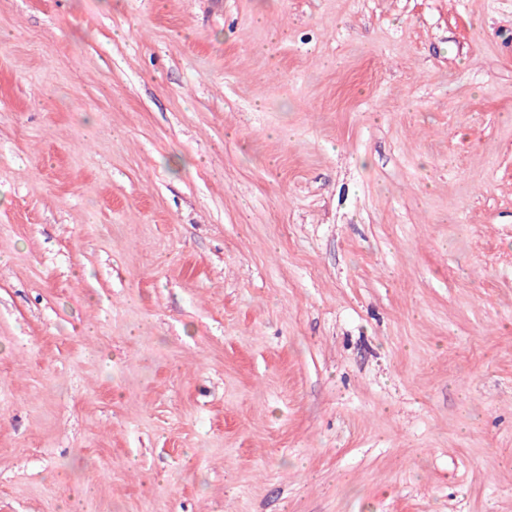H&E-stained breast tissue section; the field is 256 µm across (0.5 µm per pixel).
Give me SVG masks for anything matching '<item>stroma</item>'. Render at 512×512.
<instances>
[{"label":"stroma","mask_w":512,"mask_h":512,"mask_svg":"<svg viewBox=\"0 0 512 512\" xmlns=\"http://www.w3.org/2000/svg\"><path fill=\"white\" fill-rule=\"evenodd\" d=\"M512 512V0H0V512Z\"/></svg>","instance_id":"stroma-1"}]
</instances>
